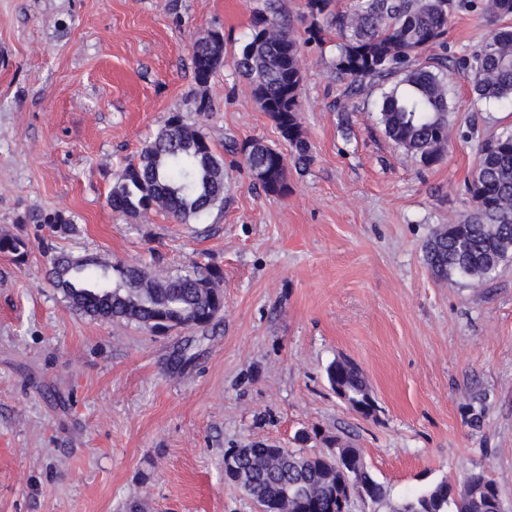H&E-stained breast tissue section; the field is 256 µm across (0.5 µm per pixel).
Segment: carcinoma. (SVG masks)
Instances as JSON below:
<instances>
[{
  "label": "carcinoma",
  "mask_w": 512,
  "mask_h": 512,
  "mask_svg": "<svg viewBox=\"0 0 512 512\" xmlns=\"http://www.w3.org/2000/svg\"><path fill=\"white\" fill-rule=\"evenodd\" d=\"M330 0H306L312 18L309 39L318 40V18L329 19L341 37L335 62L336 78L357 89L364 83L392 82L379 104L386 136L424 166L440 162L448 147L452 107L448 98V58L418 55L443 44L450 0H355L342 14L329 10ZM491 20L512 16V0H481ZM300 43L271 11L253 17L250 34L235 58V71L253 89L256 101L275 123L286 154L257 139L233 142L230 152L243 160L256 183L271 195L288 193V162L308 167L314 156L299 120L302 81ZM224 64V34L211 32L193 49L194 81L208 83ZM457 72L480 100L512 107V26L493 29L473 53L459 58ZM474 203L463 224H445L423 247L424 260L440 280L480 281L512 257V132L481 141L478 164L465 185ZM113 210L137 215L157 207L180 224H201L224 206V158L199 126L170 115L143 147L139 159L126 165L112 188ZM51 235L73 232L71 216L62 211L33 217ZM49 276L77 313L101 320L134 321L152 331H206L224 311L223 271H205L162 281L145 268L98 257L76 258L44 246ZM0 254L17 264L29 256L26 238L0 234ZM330 386L352 408L368 414L373 400L359 369L347 360L327 368ZM342 449L343 471H353L373 503L383 487L357 467L356 449L336 437L333 451L312 455L299 448H232L224 454V481L239 487L265 512H336L342 471L336 451ZM500 497L496 482L483 472L467 478L460 492L441 482L406 501L399 512H489V501Z\"/></svg>",
  "instance_id": "obj_1"
}]
</instances>
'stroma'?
<instances>
[{
    "label": "stroma",
    "instance_id": "35a3bbf8",
    "mask_svg": "<svg viewBox=\"0 0 512 512\" xmlns=\"http://www.w3.org/2000/svg\"><path fill=\"white\" fill-rule=\"evenodd\" d=\"M265 0H0V512H258L224 480V453L250 443L357 448L385 491L350 512H398L413 492L471 472L512 512V260L481 284L435 280L423 246L473 211L464 184L512 110L450 87L452 131L427 168L389 140L380 86L336 81L340 37L307 38L305 0H276L302 39L299 114L314 161L268 195L230 141L282 140L234 70ZM224 35L206 86L192 47ZM486 17L451 8L452 58L481 44ZM205 97L211 112H196ZM224 156V207L205 223L164 210L135 217L107 199L170 113ZM72 215L56 239L76 257L139 265L159 279L210 263L224 312L207 331L155 334L75 312L51 285L36 214ZM355 363L375 400L353 410L327 366ZM0 254L10 257L17 264H24L29 256L26 238L21 235L0 234Z\"/></svg>",
    "mask_w": 512,
    "mask_h": 512
}]
</instances>
